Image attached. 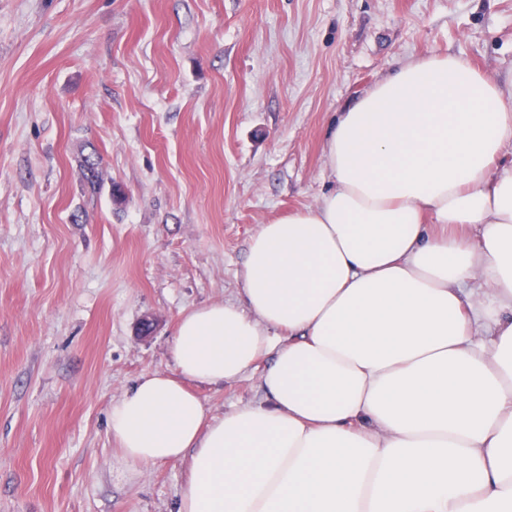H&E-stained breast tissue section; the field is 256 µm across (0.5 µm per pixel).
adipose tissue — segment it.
Instances as JSON below:
<instances>
[{
  "label": "adipose tissue",
  "instance_id": "1",
  "mask_svg": "<svg viewBox=\"0 0 512 512\" xmlns=\"http://www.w3.org/2000/svg\"><path fill=\"white\" fill-rule=\"evenodd\" d=\"M512 70L401 62L327 134L332 184L249 240L108 427L189 465L177 512H512ZM273 363L208 418L190 383Z\"/></svg>",
  "mask_w": 512,
  "mask_h": 512
}]
</instances>
